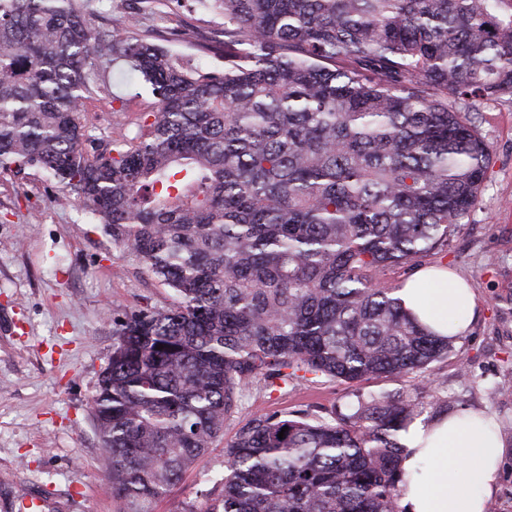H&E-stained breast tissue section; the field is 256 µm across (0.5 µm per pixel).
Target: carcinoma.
<instances>
[{"instance_id": "obj_1", "label": "carcinoma", "mask_w": 512, "mask_h": 512, "mask_svg": "<svg viewBox=\"0 0 512 512\" xmlns=\"http://www.w3.org/2000/svg\"><path fill=\"white\" fill-rule=\"evenodd\" d=\"M169 2L96 26L95 0H0V171L75 195L174 297L113 320L92 418L117 512H154L246 390L309 375L350 401L245 421L206 512H400L399 432L456 337L384 279L447 256L478 202L471 112L512 98V0H193L224 14L195 62L143 27ZM118 62L156 99L121 144L79 121ZM412 374L415 394L356 389Z\"/></svg>"}]
</instances>
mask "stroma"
Segmentation results:
<instances>
[{
    "label": "stroma",
    "instance_id": "1",
    "mask_svg": "<svg viewBox=\"0 0 512 512\" xmlns=\"http://www.w3.org/2000/svg\"><path fill=\"white\" fill-rule=\"evenodd\" d=\"M223 25L222 14L199 12L184 0L178 18L156 28L164 37L175 34V52L193 57ZM110 86L129 111L92 100L80 120L94 134L116 139L133 132L137 110L151 108L154 98L117 69ZM475 117L492 164L443 260L483 305L471 333L456 344L473 378L459 377L457 357L435 364L438 401L428 412L469 406L494 416L506 453L486 512H512V98L478 104ZM172 302L168 288L88 221L74 195L36 171L22 180L0 173V512H17L26 496L42 497L45 512H116L91 398L112 358L113 318ZM349 398L346 385L322 379L273 394L253 387L237 418L157 499L155 512L189 505L205 512L212 487L205 476L223 473L224 450L242 421L297 410L326 416Z\"/></svg>",
    "mask_w": 512,
    "mask_h": 512
}]
</instances>
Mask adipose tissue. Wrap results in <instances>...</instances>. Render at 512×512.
Instances as JSON below:
<instances>
[{"mask_svg":"<svg viewBox=\"0 0 512 512\" xmlns=\"http://www.w3.org/2000/svg\"><path fill=\"white\" fill-rule=\"evenodd\" d=\"M398 296L412 318L442 336L467 335L481 311L472 288L444 266L417 268ZM400 439L406 481L400 512H485L504 457L492 418L464 407L417 420Z\"/></svg>","mask_w":512,"mask_h":512,"instance_id":"adipose-tissue-1","label":"adipose tissue"}]
</instances>
